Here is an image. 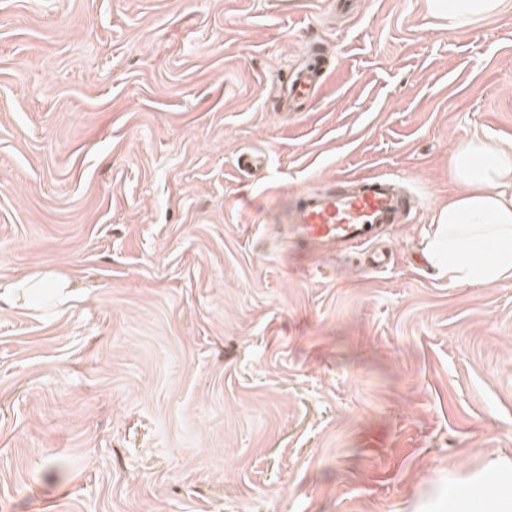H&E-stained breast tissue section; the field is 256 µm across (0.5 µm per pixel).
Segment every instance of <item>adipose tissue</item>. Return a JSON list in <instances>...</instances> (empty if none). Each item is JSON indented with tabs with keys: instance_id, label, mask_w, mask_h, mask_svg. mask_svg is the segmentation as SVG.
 I'll return each instance as SVG.
<instances>
[{
	"instance_id": "adipose-tissue-1",
	"label": "adipose tissue",
	"mask_w": 512,
	"mask_h": 512,
	"mask_svg": "<svg viewBox=\"0 0 512 512\" xmlns=\"http://www.w3.org/2000/svg\"><path fill=\"white\" fill-rule=\"evenodd\" d=\"M506 0H425L429 17L467 28ZM451 169L464 186L434 216L422 241L426 268L449 285L492 286L512 278V140L489 135L458 144Z\"/></svg>"
}]
</instances>
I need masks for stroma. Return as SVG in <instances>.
I'll return each instance as SVG.
<instances>
[{"instance_id":"1","label":"stroma","mask_w":512,"mask_h":512,"mask_svg":"<svg viewBox=\"0 0 512 512\" xmlns=\"http://www.w3.org/2000/svg\"><path fill=\"white\" fill-rule=\"evenodd\" d=\"M330 75L277 110L300 54ZM512 138V6L0 0V512H451L512 499V279L452 286L421 241L454 146ZM414 210L358 254L289 239L329 178ZM507 0H425L429 17L448 23V29H465L505 7ZM40 282L44 285L45 288H60L61 289V297H66L68 294V288L72 287V281H70L66 276L59 275L55 273H43L39 276H24L16 283L10 285H0V306H15L20 301L19 296L22 293V286L27 282ZM476 491L469 497L462 499L455 504L454 512H507L509 502L501 500L495 504L486 502L483 499V490L481 486H475Z\"/></svg>"}]
</instances>
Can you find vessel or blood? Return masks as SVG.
Wrapping results in <instances>:
<instances>
[{
	"mask_svg": "<svg viewBox=\"0 0 512 512\" xmlns=\"http://www.w3.org/2000/svg\"><path fill=\"white\" fill-rule=\"evenodd\" d=\"M291 70L288 83L278 88L281 109L302 112L328 75L318 65L296 63ZM410 213L409 198L387 176L330 180L323 189L295 195L286 210L293 237L339 250L373 246L379 227L401 223Z\"/></svg>",
	"mask_w": 512,
	"mask_h": 512,
	"instance_id": "obj_1",
	"label": "vessel or blood"
}]
</instances>
